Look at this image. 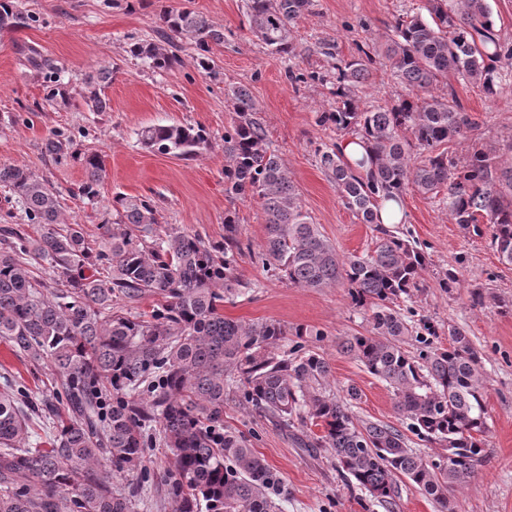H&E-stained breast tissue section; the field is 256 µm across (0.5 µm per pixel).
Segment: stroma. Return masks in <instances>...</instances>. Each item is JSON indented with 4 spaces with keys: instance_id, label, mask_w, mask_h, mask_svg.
Returning a JSON list of instances; mask_svg holds the SVG:
<instances>
[{
    "instance_id": "stroma-1",
    "label": "stroma",
    "mask_w": 512,
    "mask_h": 512,
    "mask_svg": "<svg viewBox=\"0 0 512 512\" xmlns=\"http://www.w3.org/2000/svg\"><path fill=\"white\" fill-rule=\"evenodd\" d=\"M31 15L30 26L0 31V164L27 167L62 192L61 217L80 225L86 241L100 247V227L112 223L116 199L148 195L160 207V221L176 224L213 241L224 237V214L239 217L243 254L241 295L224 304L227 318L251 323L266 319L286 327H314L322 340L307 346L328 361L330 387L344 397L356 387L360 398L350 410L362 420L398 425L393 395L338 345L340 338L363 331L342 286L309 289L289 284L255 261L266 236L261 207L254 200H230L224 194V128L233 116L231 90L248 87L261 107L270 145L277 150L295 186L303 210L321 234L343 255L373 249L377 233L343 205L335 185L319 164L316 147L336 139L318 123L336 99L317 83L294 84L289 70L321 71L329 55L349 57L358 44H385L397 16L415 13L420 0H314L297 22L300 54L272 52L249 31L244 0H11ZM191 4L224 32L215 46L210 69L196 63L192 41L177 42L182 63L155 70L132 57L134 43L157 41L163 10ZM51 60L46 70L27 62L29 52ZM112 79L101 88L109 103L103 112L86 106L82 94L88 76L101 68ZM70 93L68 103L47 105L50 86ZM455 90L480 124L483 144L506 154L512 135V90L490 99L475 85L456 83ZM180 123L203 127L210 146L192 160L144 148L137 139L146 125ZM96 152L105 174L94 199L76 193L85 178L84 155ZM405 221L395 234L415 240L426 256L422 286L395 307L414 327L431 323L440 344L449 326L466 331L478 351L486 379L488 454L476 475L450 493L454 512H512V267L503 265L489 236L478 237L454 224L438 200L416 191L404 197ZM456 271L460 285L439 288L436 278ZM486 296L472 306L470 293ZM22 389L27 402L41 403L57 388L54 368L32 366L0 339V386ZM224 427L244 435L282 478L281 512H438L411 483L402 482L393 504L378 502L358 486L346 485L332 449L300 447L295 432L260 416L235 397L224 403ZM145 474L114 478V487L139 485L134 512H173L162 482L171 469L167 449L145 452Z\"/></svg>"
}]
</instances>
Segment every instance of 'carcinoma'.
Wrapping results in <instances>:
<instances>
[{
  "label": "carcinoma",
  "instance_id": "1",
  "mask_svg": "<svg viewBox=\"0 0 512 512\" xmlns=\"http://www.w3.org/2000/svg\"><path fill=\"white\" fill-rule=\"evenodd\" d=\"M313 0H245L250 32L271 51L296 54L294 28ZM30 17L0 0V29L21 27ZM159 41L136 43L129 53L158 70L181 63L174 40L190 39L198 66L210 69L213 47L224 33L185 7L160 16ZM390 69L405 91L392 106L362 107L359 88L376 66ZM512 67V44L502 40L489 0H423L419 11L398 17L381 47H357L328 72H290L329 86L336 107L318 123L367 141L368 170L352 167L334 142L317 149L320 164L343 204L364 224H375L384 200L403 203L409 188L448 207L454 223L476 236L489 229L499 260L512 266V161L475 137L479 123L461 103L449 77L478 85L488 97L505 90L500 70ZM86 81V103L107 108ZM233 118L224 128V194L255 199L266 224L256 255L300 288L339 284L363 311L364 332L339 345L369 374L386 383L407 430L422 442L452 449L455 458L415 453L389 424L354 418L348 402L327 390L328 361L306 348L303 337L324 331L298 327V341L279 353L288 335L277 320L245 323L224 317V300L238 294L242 254L237 213L224 215V240H205L175 224L159 222L149 196L117 198L114 223L103 224L105 245L91 248L77 224L60 220V191L24 166L0 164V186L11 193L36 236L0 228V338L34 365L49 362L58 402L43 403L52 433L29 438L32 414L21 393L0 390V512H132V490L112 487L107 473L142 469L145 431L156 423L158 442L173 469L164 479L173 512H279L281 478L242 436L224 430V398L235 386L241 401L285 427L320 426L306 448L328 446L347 483L383 503L408 480L425 497L448 509V493L468 482L486 456L485 381L481 358L465 332L448 326V346L435 343L427 325L415 332L395 301L419 287L424 252L410 240L380 233L368 253L341 255L303 211L280 158L270 146L261 108L251 91H232ZM140 143L161 154L194 159L211 143L204 129L150 125ZM471 149L460 159L451 147ZM86 180L78 194L92 199L105 172L98 153L83 158ZM48 272L44 279L34 269ZM158 297L148 313H118L112 302ZM415 342V351L406 345ZM150 400L140 399L142 392Z\"/></svg>",
  "mask_w": 512,
  "mask_h": 512
}]
</instances>
